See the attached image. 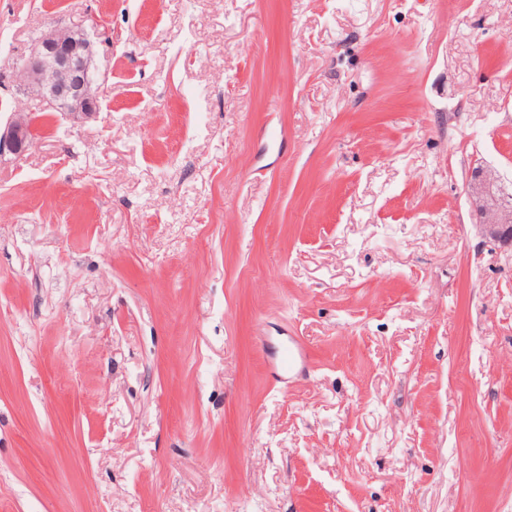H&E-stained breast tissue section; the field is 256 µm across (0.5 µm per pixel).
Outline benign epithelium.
<instances>
[{
    "instance_id": "7a95c632",
    "label": "benign epithelium",
    "mask_w": 512,
    "mask_h": 512,
    "mask_svg": "<svg viewBox=\"0 0 512 512\" xmlns=\"http://www.w3.org/2000/svg\"><path fill=\"white\" fill-rule=\"evenodd\" d=\"M112 48V31L100 19L91 29L56 23L42 32L29 54L17 63L15 79L24 93L54 103L74 122H86L99 114L97 84L92 66L99 50ZM34 121L28 112H16L0 131V157L21 156L35 142ZM466 193L479 217L481 234L498 244H512V193L505 191L492 173L477 169Z\"/></svg>"
}]
</instances>
